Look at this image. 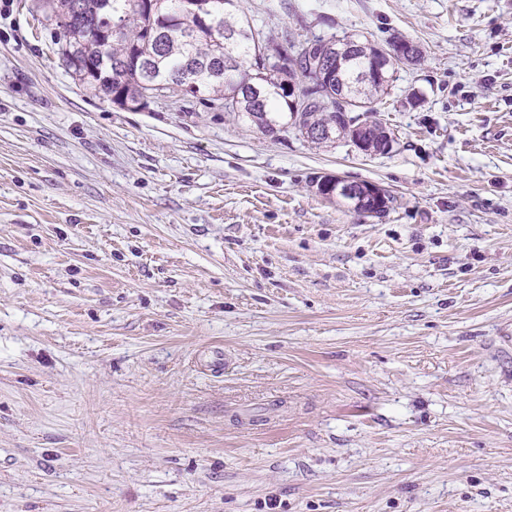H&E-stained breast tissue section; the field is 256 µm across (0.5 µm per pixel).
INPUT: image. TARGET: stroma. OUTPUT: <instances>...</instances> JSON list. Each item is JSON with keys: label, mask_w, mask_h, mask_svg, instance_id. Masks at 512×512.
Returning <instances> with one entry per match:
<instances>
[{"label": "stroma", "mask_w": 512, "mask_h": 512, "mask_svg": "<svg viewBox=\"0 0 512 512\" xmlns=\"http://www.w3.org/2000/svg\"><path fill=\"white\" fill-rule=\"evenodd\" d=\"M240 6L417 43L392 150L123 109L0 6V512H512V0ZM336 183V186H334L331 191H334V194L331 197L326 198H332L336 197L341 200H343L348 206H350L355 212L361 213L355 210L353 208V203L343 194L350 197L352 200L356 202L355 206H359L361 203L369 204V201L375 205H373V208L375 211L373 212H367L369 216H377L381 217L382 215V200L385 198L386 190L381 188L380 186L372 183H366L364 185H354L348 182H340L339 177L331 176V175H321L318 176L316 179L314 186L316 187V191L325 196L329 195L328 191L330 190V186L334 185ZM380 205V206H377ZM363 214V213H361Z\"/></svg>", "instance_id": "1"}]
</instances>
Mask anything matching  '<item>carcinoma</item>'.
I'll return each instance as SVG.
<instances>
[{
    "instance_id": "carcinoma-1",
    "label": "carcinoma",
    "mask_w": 512,
    "mask_h": 512,
    "mask_svg": "<svg viewBox=\"0 0 512 512\" xmlns=\"http://www.w3.org/2000/svg\"><path fill=\"white\" fill-rule=\"evenodd\" d=\"M74 0H40L58 30L68 69L87 90L117 104L175 92L224 107L272 138L300 136L313 144L348 140L347 121L376 111L393 75L409 59L388 55L372 63L377 46L352 34L299 39L288 29L267 33L240 9V0H81L104 34L70 20ZM121 26L112 30L110 21ZM328 59L319 80L310 60ZM357 138L383 153L386 126L364 120Z\"/></svg>"
}]
</instances>
